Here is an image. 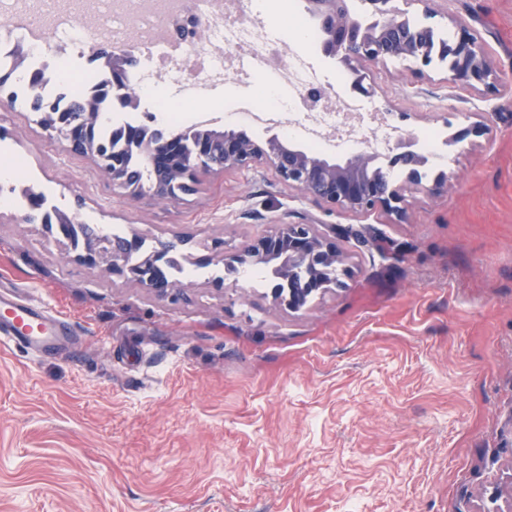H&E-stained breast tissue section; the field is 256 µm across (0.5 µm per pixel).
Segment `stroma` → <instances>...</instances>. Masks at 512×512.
Listing matches in <instances>:
<instances>
[{"label":"stroma","instance_id":"stroma-1","mask_svg":"<svg viewBox=\"0 0 512 512\" xmlns=\"http://www.w3.org/2000/svg\"><path fill=\"white\" fill-rule=\"evenodd\" d=\"M486 50L472 87L446 64L355 61L400 134L468 129L448 184L353 213L266 167L202 174L182 200L129 201L93 162L0 112L23 170L83 220L189 271L161 298L0 222V287L83 335L76 352L0 350V512H512V0H392ZM283 224L335 243L337 282L290 310L267 278L224 276Z\"/></svg>","mask_w":512,"mask_h":512}]
</instances>
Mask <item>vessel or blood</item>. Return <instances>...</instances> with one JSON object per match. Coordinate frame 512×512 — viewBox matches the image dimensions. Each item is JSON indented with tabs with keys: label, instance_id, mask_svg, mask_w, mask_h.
<instances>
[{
	"label": "vessel or blood",
	"instance_id": "1",
	"mask_svg": "<svg viewBox=\"0 0 512 512\" xmlns=\"http://www.w3.org/2000/svg\"><path fill=\"white\" fill-rule=\"evenodd\" d=\"M76 327L59 313L13 293H0V341L51 354L78 340Z\"/></svg>",
	"mask_w": 512,
	"mask_h": 512
}]
</instances>
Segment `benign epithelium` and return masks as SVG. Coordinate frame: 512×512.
<instances>
[{
	"mask_svg": "<svg viewBox=\"0 0 512 512\" xmlns=\"http://www.w3.org/2000/svg\"><path fill=\"white\" fill-rule=\"evenodd\" d=\"M308 4L310 16L337 33L338 39L323 48L329 56L337 57L346 64L354 59L387 61L404 56L413 60L421 73L431 65L430 28L415 30L408 27L398 12L388 7L389 0H368L378 20L367 25L352 15L346 0H308ZM447 51L453 59L450 68L453 80L473 86L485 84L493 76L488 55L473 35L468 33L456 37L448 44ZM105 64L110 68L112 78L116 79L136 66L137 57L129 48H117L107 57ZM41 129L48 138H63L67 150L84 157L93 156L90 146L81 142L78 132H62L59 120L43 124ZM396 149L398 152L388 157V167L407 169L408 183H417L416 167L421 158L404 149L402 143ZM141 151L145 153L149 169L158 183L150 193H142L123 177V165L115 159L112 160V171L107 173L112 183L122 188L132 202L146 196L156 201L173 202L175 197L167 188V183L172 180L199 173L257 166L272 169L282 183L304 196L347 211L362 213L380 205L398 212L404 202L403 186L363 180L362 173L372 161L364 151L343 162L330 161L312 156L291 143L271 141L265 149L232 129L211 135L210 139L199 142L189 152L182 150L177 135L156 137L141 144ZM28 206L29 212L15 218L17 223L33 224L43 215L44 201L40 197H32ZM139 246L140 240L136 236L117 242L107 239L106 234L98 229L93 240L84 241V253L75 255V258L102 265L114 275L133 279L160 297L179 288L178 282L169 279L162 268L175 244L159 243L150 263L143 266L132 262ZM248 254L254 262L273 264V270L281 275L287 274L294 265H309L317 261L334 269L339 259L336 248L326 242L312 224H285L276 235L255 241Z\"/></svg>",
	"mask_w": 512,
	"mask_h": 512,
	"instance_id": "1",
	"label": "benign epithelium"
}]
</instances>
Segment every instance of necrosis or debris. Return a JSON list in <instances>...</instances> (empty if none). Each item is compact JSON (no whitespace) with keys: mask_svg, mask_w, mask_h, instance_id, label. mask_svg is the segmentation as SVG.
<instances>
[{"mask_svg":"<svg viewBox=\"0 0 512 512\" xmlns=\"http://www.w3.org/2000/svg\"><path fill=\"white\" fill-rule=\"evenodd\" d=\"M104 36L95 38L81 16L62 14L50 24L39 19L19 24L0 17V65L12 66L23 52L24 66L42 74L40 93L62 105L69 92H89L83 63L90 46L133 44L138 63L129 73L140 96L163 88L166 97L153 104L174 126H181L182 105H195L191 125L204 127L216 119L213 101L226 81L240 92L225 106V118L256 130H278L318 154L368 148L388 155L400 140L376 103L334 94L314 59L288 46L278 30L260 16L246 13L241 0H224L214 11L209 0H123L104 10L99 22ZM276 84L281 95L272 102L258 97L259 85Z\"/></svg>","mask_w":512,"mask_h":512,"instance_id":"1","label":"necrosis or debris"}]
</instances>
